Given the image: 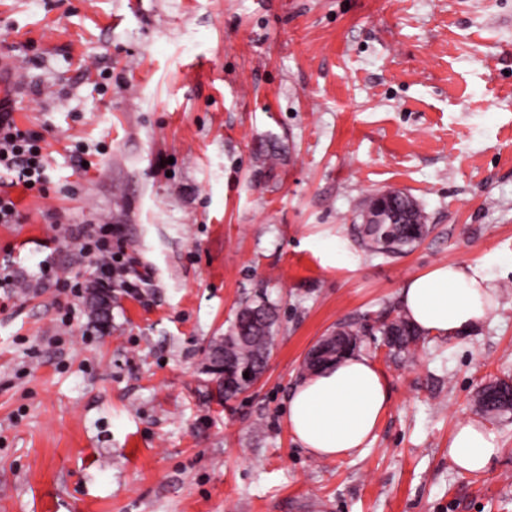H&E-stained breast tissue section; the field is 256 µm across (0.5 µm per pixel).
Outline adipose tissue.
<instances>
[{
  "mask_svg": "<svg viewBox=\"0 0 512 512\" xmlns=\"http://www.w3.org/2000/svg\"><path fill=\"white\" fill-rule=\"evenodd\" d=\"M497 261L487 254L470 263H440L409 277L399 289L402 315L435 336L469 334L499 308L488 273ZM389 402L383 372L367 354L352 351L298 381L286 420L294 441L314 458L350 457L372 443ZM500 452L495 433L472 420L458 424L448 447L464 474L487 471Z\"/></svg>",
  "mask_w": 512,
  "mask_h": 512,
  "instance_id": "1",
  "label": "adipose tissue"
}]
</instances>
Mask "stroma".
Segmentation results:
<instances>
[{
    "mask_svg": "<svg viewBox=\"0 0 512 512\" xmlns=\"http://www.w3.org/2000/svg\"><path fill=\"white\" fill-rule=\"evenodd\" d=\"M0 81L49 177L0 224V512H512V413L475 404L512 378V0H0ZM387 190L431 232L371 253L354 226ZM107 222L147 286L103 331L73 240ZM489 253L496 319L390 356L403 281ZM260 297L265 370L219 399L210 346ZM349 323L391 403L362 455L316 460L288 396ZM466 419L487 472L448 455ZM496 435L477 421L458 424L448 447V455L462 474L483 473L499 456Z\"/></svg>",
    "mask_w": 512,
    "mask_h": 512,
    "instance_id": "stroma-1",
    "label": "stroma"
}]
</instances>
